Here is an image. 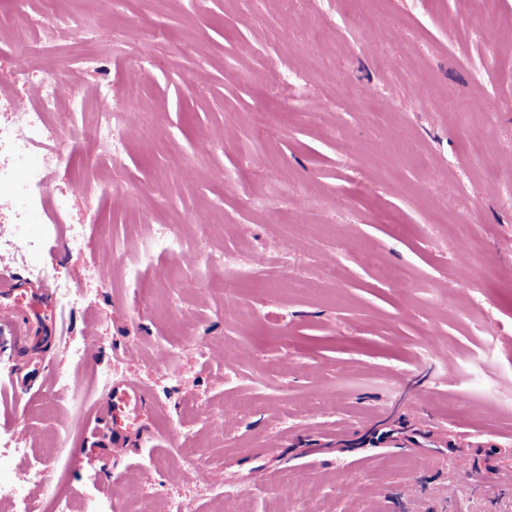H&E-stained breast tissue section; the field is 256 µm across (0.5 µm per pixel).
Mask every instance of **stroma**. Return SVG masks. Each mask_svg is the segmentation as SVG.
Segmentation results:
<instances>
[{"label": "stroma", "instance_id": "stroma-1", "mask_svg": "<svg viewBox=\"0 0 512 512\" xmlns=\"http://www.w3.org/2000/svg\"><path fill=\"white\" fill-rule=\"evenodd\" d=\"M32 12L96 27L43 43L41 64L111 84L85 130L107 107L131 129L117 158L58 134L57 184L84 186L82 249L59 228L40 254L0 257L29 277L47 266L58 297L48 387L14 394L18 367L0 360V472L47 467L73 502L94 486L112 512H225L228 484L235 512H292L302 493L313 512H512V73L497 57L512 0H339L331 21L308 0H0V91L27 88ZM287 75L301 101L282 96ZM457 221L471 238H449ZM381 265L408 277L384 282ZM107 378L153 403L119 458L94 444ZM230 398L248 411L226 418ZM145 466L146 503L123 477Z\"/></svg>", "mask_w": 512, "mask_h": 512}]
</instances>
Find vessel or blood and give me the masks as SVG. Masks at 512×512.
Here are the masks:
<instances>
[{
  "mask_svg": "<svg viewBox=\"0 0 512 512\" xmlns=\"http://www.w3.org/2000/svg\"><path fill=\"white\" fill-rule=\"evenodd\" d=\"M54 294L46 284L10 269L0 270V341L24 373L12 381L14 392L26 393L42 386L46 366L42 349L56 340L52 304ZM149 404L143 387L135 380L114 381L101 402L100 417L112 424L108 446L113 455L124 454L144 433L132 421Z\"/></svg>",
  "mask_w": 512,
  "mask_h": 512,
  "instance_id": "1",
  "label": "vessel or blood"
}]
</instances>
